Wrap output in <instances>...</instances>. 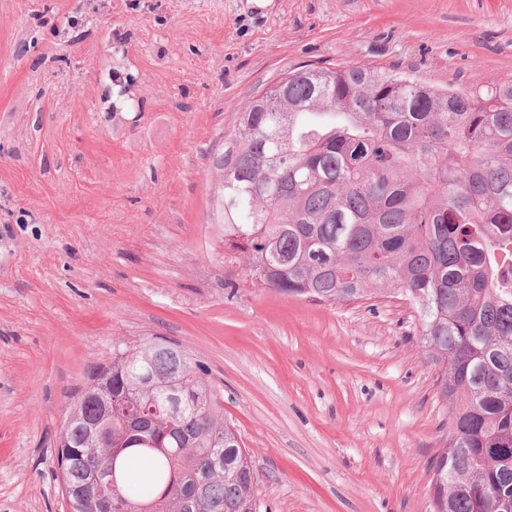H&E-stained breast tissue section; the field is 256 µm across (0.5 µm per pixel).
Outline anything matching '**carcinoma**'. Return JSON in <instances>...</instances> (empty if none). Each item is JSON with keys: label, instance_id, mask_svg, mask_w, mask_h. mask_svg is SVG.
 <instances>
[{"label": "carcinoma", "instance_id": "carcinoma-1", "mask_svg": "<svg viewBox=\"0 0 512 512\" xmlns=\"http://www.w3.org/2000/svg\"><path fill=\"white\" fill-rule=\"evenodd\" d=\"M224 259L332 305L393 291L451 406L433 512L512 500V84L442 91L296 68L242 106L214 164ZM70 512H255L257 474L204 367L117 339L57 442Z\"/></svg>", "mask_w": 512, "mask_h": 512}]
</instances>
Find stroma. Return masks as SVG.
<instances>
[{"label":"stroma","instance_id":"stroma-1","mask_svg":"<svg viewBox=\"0 0 512 512\" xmlns=\"http://www.w3.org/2000/svg\"><path fill=\"white\" fill-rule=\"evenodd\" d=\"M512 82V0H0V512H68L57 437L113 339L203 364L261 512H432L411 309L252 286L212 221L248 96L317 62Z\"/></svg>","mask_w":512,"mask_h":512}]
</instances>
